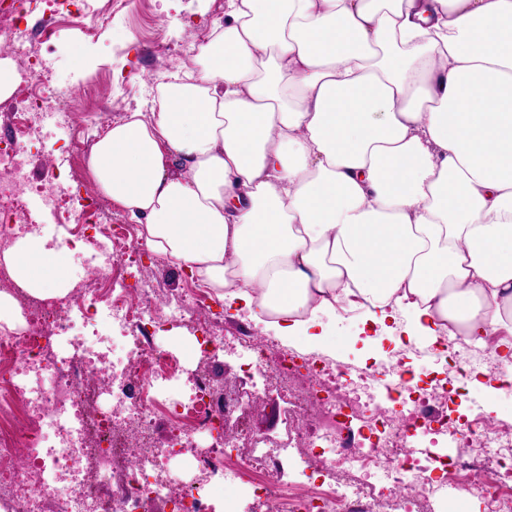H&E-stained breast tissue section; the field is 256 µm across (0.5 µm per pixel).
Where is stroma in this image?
I'll return each instance as SVG.
<instances>
[{"label": "stroma", "instance_id": "stroma-1", "mask_svg": "<svg viewBox=\"0 0 512 512\" xmlns=\"http://www.w3.org/2000/svg\"><path fill=\"white\" fill-rule=\"evenodd\" d=\"M225 0H88L84 17L75 6L60 5L49 19L34 12L22 23L40 50L54 81L69 90L71 112L82 114L77 144L55 136L44 147L32 150L28 163L30 183L41 184L68 176L76 204L95 202L113 223L129 218L121 206L97 193L91 183L89 150L93 130L123 113L147 110L157 81L196 64L194 43L208 38L224 23ZM112 14L109 24L98 27L95 36L81 28L94 24V9ZM95 25V24H94ZM414 321L406 312L390 330L374 326L363 311H341L326 319L324 335L315 340L296 332L287 343L300 352H315L343 364L369 365L386 359L407 335ZM490 410L495 424L512 425V388L489 390L484 380L469 382L462 393H449L448 413L466 419L470 408Z\"/></svg>", "mask_w": 512, "mask_h": 512}]
</instances>
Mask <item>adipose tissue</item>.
I'll list each match as a JSON object with an SVG mask.
<instances>
[{"label":"adipose tissue","instance_id":"ef3b65f1","mask_svg":"<svg viewBox=\"0 0 512 512\" xmlns=\"http://www.w3.org/2000/svg\"><path fill=\"white\" fill-rule=\"evenodd\" d=\"M199 68L96 129V187L275 335L339 308L512 356V0H226ZM48 293L53 253L18 243Z\"/></svg>","mask_w":512,"mask_h":512}]
</instances>
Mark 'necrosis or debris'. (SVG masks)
Segmentation results:
<instances>
[{
	"label": "necrosis or debris",
	"mask_w": 512,
	"mask_h": 512,
	"mask_svg": "<svg viewBox=\"0 0 512 512\" xmlns=\"http://www.w3.org/2000/svg\"><path fill=\"white\" fill-rule=\"evenodd\" d=\"M36 1L55 13L57 0H12L0 10V52L18 65L21 106L18 138L0 147V299L20 317L0 321V512H150L157 501L170 512H215L217 484L249 487L269 512H435L452 489L480 495L488 512H512L503 493L512 488V428L492 426L478 408L462 423L440 415L446 387L413 386L406 362L411 350L448 357L455 374L480 369L504 386L512 365L496 338L476 350L443 330L430 345L408 340L388 361L351 370L244 332L228 336L211 321L215 292L201 282L160 303L139 263L145 232L77 210L64 183L30 185L29 154L47 127L72 138L77 122L20 28ZM50 222L67 226L63 245L80 242L83 271L55 297L20 285L5 259ZM174 327L195 338L193 367L149 336ZM230 346L249 356L231 392L213 375ZM273 392L288 397L286 439L239 428ZM160 419L167 439L159 448L152 429ZM418 436L429 447L414 448ZM442 440L451 453H435ZM292 448L313 484L274 468ZM177 457L188 462L178 473Z\"/></svg>",
	"instance_id": "necrosis-or-debris-1"
}]
</instances>
